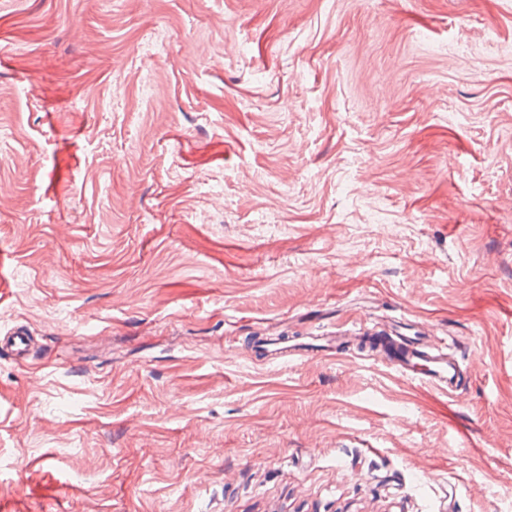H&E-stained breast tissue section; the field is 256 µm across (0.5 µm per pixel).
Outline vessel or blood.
Here are the masks:
<instances>
[{
  "instance_id": "obj_1",
  "label": "vessel or blood",
  "mask_w": 512,
  "mask_h": 512,
  "mask_svg": "<svg viewBox=\"0 0 512 512\" xmlns=\"http://www.w3.org/2000/svg\"><path fill=\"white\" fill-rule=\"evenodd\" d=\"M390 346L385 361L388 367L404 375L424 381L442 393L460 396L466 389L463 364L457 353L447 348L429 347L417 337L395 335L388 337ZM341 340L335 336H320L316 342L280 349V356L316 358L329 353H342Z\"/></svg>"
}]
</instances>
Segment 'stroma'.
<instances>
[{"mask_svg":"<svg viewBox=\"0 0 512 512\" xmlns=\"http://www.w3.org/2000/svg\"><path fill=\"white\" fill-rule=\"evenodd\" d=\"M14 326L0 512H512V0H0ZM369 335L386 337L390 350L378 351L385 353L388 367L425 381L448 396L458 397L465 391L468 381L464 376L463 364L456 352H448L447 345L442 348L429 347L416 336L400 334L387 337L382 330ZM315 343L308 344H298L289 346L286 348H275L270 349L271 346H277L279 343L274 342L276 339L268 338L265 343L261 344L263 348L264 355H278L281 358L287 356H299V357H310L316 358L327 353H336V354H344L342 341L338 338V336H320V338L315 339Z\"/></svg>","mask_w":512,"mask_h":512,"instance_id":"35a3bbf8","label":"stroma"}]
</instances>
